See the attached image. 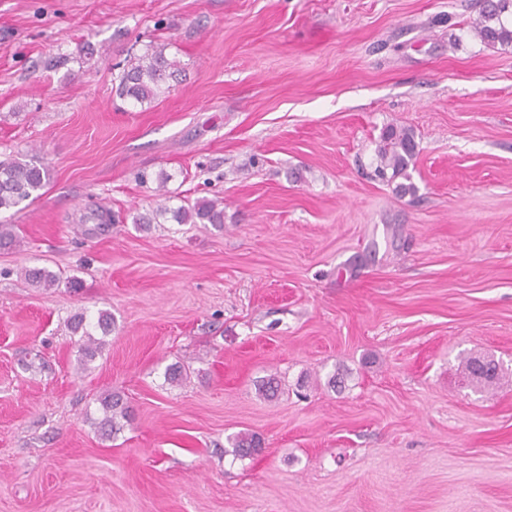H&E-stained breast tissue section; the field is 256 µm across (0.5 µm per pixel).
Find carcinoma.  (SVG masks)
Returning <instances> with one entry per match:
<instances>
[{"mask_svg":"<svg viewBox=\"0 0 512 512\" xmlns=\"http://www.w3.org/2000/svg\"><path fill=\"white\" fill-rule=\"evenodd\" d=\"M469 31L482 43L490 46L512 47V0H481L478 14L468 23ZM181 69L178 57L168 52L165 43L151 42L143 51L129 60L117 76L116 94L136 104H148L170 91L169 79ZM417 156L414 132L407 128H386L376 148V173L388 182L402 177L408 183H399L396 190L402 195L413 194L416 187L409 182L408 169ZM49 178V169L33 156L28 160L0 161V211L18 206L41 190ZM168 175L159 173L154 196L157 199L155 216L171 215L178 224H213L224 228V202L197 199L191 204L172 208L166 189ZM24 279L35 287L50 288L59 276L45 267H26ZM113 318L107 310H100L90 320L85 313L75 314L71 330L78 335L75 346L86 359L94 358L101 341L97 335L112 332ZM466 369L476 382L495 387L502 383L504 368L493 358L471 357L465 361ZM103 416L96 422L102 436L114 438L123 431L129 419V406L123 395L113 392L99 399ZM232 454L236 457L251 456L261 449L260 440L249 433H239L229 438Z\"/></svg>","mask_w":512,"mask_h":512,"instance_id":"obj_1","label":"carcinoma"}]
</instances>
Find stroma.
<instances>
[{
    "instance_id": "35a3bbf8",
    "label": "stroma",
    "mask_w": 512,
    "mask_h": 512,
    "mask_svg": "<svg viewBox=\"0 0 512 512\" xmlns=\"http://www.w3.org/2000/svg\"><path fill=\"white\" fill-rule=\"evenodd\" d=\"M476 13L0 0V156L49 168L0 213L21 238L0 250V512H512V386L464 366L512 372V47L473 38ZM152 40L184 70L140 106L114 79ZM389 126L416 134V195L373 175ZM161 172L172 205L223 199V229L132 224ZM101 310L87 362L70 320ZM113 392L131 419L108 439ZM241 431L260 454L226 455ZM465 366L473 380L483 386L495 387L502 383L505 369L493 358L471 357L465 361ZM103 416L95 423L102 436L115 438L129 419V406L120 393H110L99 399Z\"/></svg>"
}]
</instances>
